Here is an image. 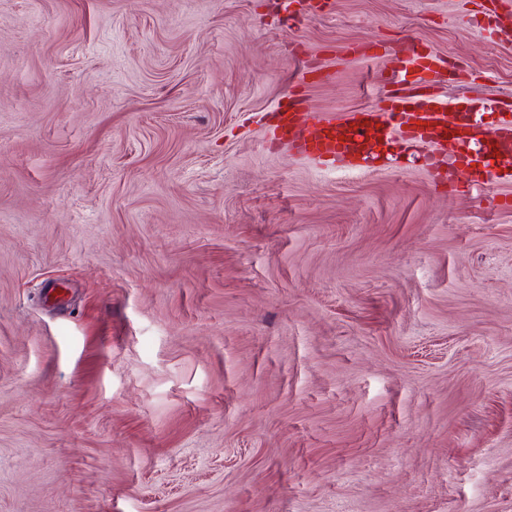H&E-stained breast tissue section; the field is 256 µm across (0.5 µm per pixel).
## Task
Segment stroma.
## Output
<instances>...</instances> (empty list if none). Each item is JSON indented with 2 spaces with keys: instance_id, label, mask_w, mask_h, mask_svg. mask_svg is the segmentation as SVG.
Instances as JSON below:
<instances>
[{
  "instance_id": "1",
  "label": "stroma",
  "mask_w": 512,
  "mask_h": 512,
  "mask_svg": "<svg viewBox=\"0 0 512 512\" xmlns=\"http://www.w3.org/2000/svg\"><path fill=\"white\" fill-rule=\"evenodd\" d=\"M0 0V512H512V178L273 146L408 35L512 113L492 0Z\"/></svg>"
}]
</instances>
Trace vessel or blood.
Returning <instances> with one entry per match:
<instances>
[{
  "instance_id": "b4317fda",
  "label": "vessel or blood",
  "mask_w": 512,
  "mask_h": 512,
  "mask_svg": "<svg viewBox=\"0 0 512 512\" xmlns=\"http://www.w3.org/2000/svg\"><path fill=\"white\" fill-rule=\"evenodd\" d=\"M356 58L385 61L388 108L360 109L340 122L304 111V100L290 94L272 112L273 134L297 154L324 164L361 157L369 161L368 143H389L395 137L415 144H436L457 135L462 149L454 160L471 170L473 180L492 190L501 168L512 165V119L481 127L476 113L449 114L436 90L447 80L448 61L424 52L414 39L371 40L354 50Z\"/></svg>"
}]
</instances>
